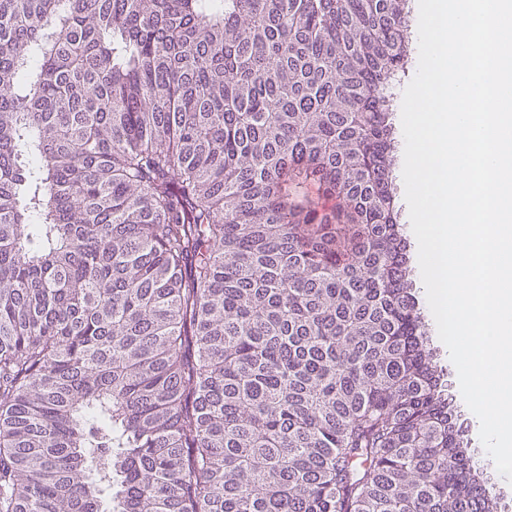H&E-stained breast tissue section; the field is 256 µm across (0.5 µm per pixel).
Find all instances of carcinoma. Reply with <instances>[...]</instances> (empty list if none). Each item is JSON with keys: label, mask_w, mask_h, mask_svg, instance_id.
Wrapping results in <instances>:
<instances>
[{"label": "carcinoma", "mask_w": 512, "mask_h": 512, "mask_svg": "<svg viewBox=\"0 0 512 512\" xmlns=\"http://www.w3.org/2000/svg\"><path fill=\"white\" fill-rule=\"evenodd\" d=\"M408 0H0V512H498L393 191ZM409 2V27L408 35L411 44V61L406 71L405 77L402 79V84L396 90V112L393 114L394 137L397 142V153L395 162V188L399 204L402 206L400 224L402 228V235L406 242V250L408 257V269L410 270L409 279L412 282V294L418 300L421 315L425 323L426 333L428 336V347L431 348L434 361L441 371V380L445 384L446 392L453 398V404L457 415L464 422L466 430L465 440L468 441V453L473 460L477 463L484 473V478L489 485L493 487V493L500 499L501 512H512V485L507 483L505 478L500 477L489 460H487L486 451L479 438V428L469 414L465 403L459 396L455 384V370L452 363L448 360V350L446 346L440 341L436 334L434 323L431 317V311L428 302L424 296L422 289V278L420 267L418 265L415 254V243L413 239V232L409 218V209L405 200V186L402 176V162L404 157L405 141L401 124V106L403 91L408 83L413 79L418 67V20L415 10L417 0H408ZM505 508V509H504ZM505 510V511H503Z\"/></svg>", "instance_id": "1"}]
</instances>
